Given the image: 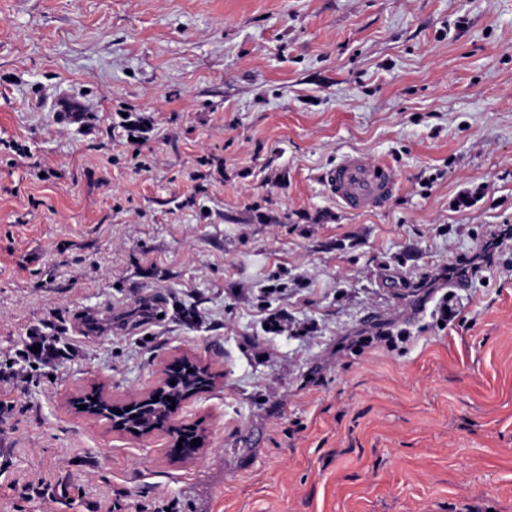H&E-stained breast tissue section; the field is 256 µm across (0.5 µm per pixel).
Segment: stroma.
Segmentation results:
<instances>
[{
	"label": "stroma",
	"instance_id": "1",
	"mask_svg": "<svg viewBox=\"0 0 512 512\" xmlns=\"http://www.w3.org/2000/svg\"><path fill=\"white\" fill-rule=\"evenodd\" d=\"M501 224L512 0H0V512H512V244L433 315ZM182 356L196 459L70 406ZM396 184L390 167L371 163L362 154L343 156L328 174L330 193L352 212L379 208L394 193Z\"/></svg>",
	"mask_w": 512,
	"mask_h": 512
}]
</instances>
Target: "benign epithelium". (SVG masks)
<instances>
[{"mask_svg": "<svg viewBox=\"0 0 512 512\" xmlns=\"http://www.w3.org/2000/svg\"><path fill=\"white\" fill-rule=\"evenodd\" d=\"M183 372L196 374L195 387L182 395V398L170 395L172 384ZM214 386V376L210 367L200 361L188 356H183L166 364L162 370L161 377L156 384L142 395L129 397L122 400H115L110 397L101 387L95 388L89 392L79 395L71 401L75 410L82 411V414L97 420L110 422L112 429L130 434L134 437H148L158 430V426L151 424L147 418V410L151 408V403L158 399L166 405H174V408L168 410V420L163 430L168 435V445L171 449L167 450L170 457L179 460H188L198 457L205 447V435L203 431L195 430V438L201 441V444L194 446L192 442L183 440L186 431L182 426L172 424L174 418L180 413L185 402L193 397L210 390ZM85 409H80V406ZM139 407L141 414L135 420L126 422L122 419H109L110 411H126V408Z\"/></svg>", "mask_w": 512, "mask_h": 512, "instance_id": "benign-epithelium-1", "label": "benign epithelium"}]
</instances>
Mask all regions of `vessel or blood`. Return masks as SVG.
Here are the masks:
<instances>
[{"label": "vessel or blood", "instance_id": "vessel-or-blood-1", "mask_svg": "<svg viewBox=\"0 0 512 512\" xmlns=\"http://www.w3.org/2000/svg\"><path fill=\"white\" fill-rule=\"evenodd\" d=\"M328 188L349 211L379 208L396 189V178L388 166H377L363 155L343 156L328 174Z\"/></svg>", "mask_w": 512, "mask_h": 512}]
</instances>
